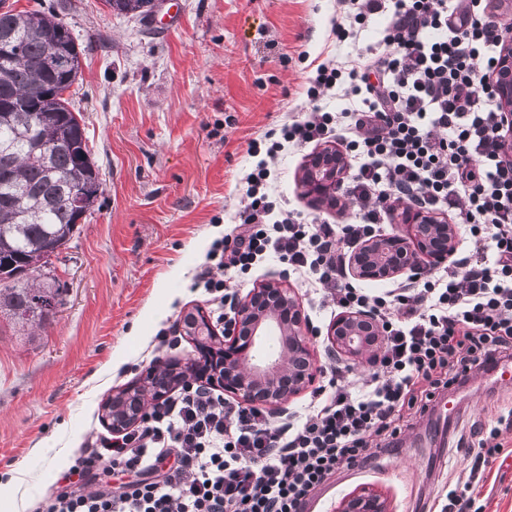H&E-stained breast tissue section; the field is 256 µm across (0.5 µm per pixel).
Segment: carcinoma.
<instances>
[{"label":"carcinoma","mask_w":512,"mask_h":512,"mask_svg":"<svg viewBox=\"0 0 512 512\" xmlns=\"http://www.w3.org/2000/svg\"><path fill=\"white\" fill-rule=\"evenodd\" d=\"M118 17H150L152 0H110ZM13 44L18 59L0 66V103L28 99L36 112L56 120L37 125L27 110L0 107V315L23 328H41L52 309L37 298L57 300L61 289L36 273L50 261L52 245L65 246L77 230L76 180H99L87 150L81 113L64 98L81 75L82 50L52 12L0 11V41ZM73 60L67 70L48 65L52 45Z\"/></svg>","instance_id":"1"}]
</instances>
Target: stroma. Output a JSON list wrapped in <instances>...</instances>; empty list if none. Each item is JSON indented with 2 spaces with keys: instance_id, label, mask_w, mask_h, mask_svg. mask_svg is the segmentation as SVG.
Here are the masks:
<instances>
[{
  "instance_id": "stroma-1",
  "label": "stroma",
  "mask_w": 512,
  "mask_h": 512,
  "mask_svg": "<svg viewBox=\"0 0 512 512\" xmlns=\"http://www.w3.org/2000/svg\"><path fill=\"white\" fill-rule=\"evenodd\" d=\"M166 12L159 7L142 23L116 17L103 0H68L61 14L85 49L70 93L101 185L78 231L42 270L63 285L62 305L33 334L0 318V512H35L105 431L112 394L151 365L196 357L190 337L160 350L154 336L210 307L191 284L211 241L231 231L247 203L249 141L308 108L311 70L364 56L388 23L372 17L357 39L341 42L336 0H179L172 24ZM311 153L279 157L275 191L304 215L353 222L356 205L304 196L301 168ZM223 277L240 300L273 280L290 288L319 328L308 339L312 356L328 365L330 311L313 305L277 260L245 280ZM451 401L446 420L415 418L397 448L330 477L317 491L324 512L365 485L381 491L390 512H430L444 500L470 471L473 429L494 426L499 408L512 406V383L476 371ZM499 440L503 451L478 487L484 512H512V427Z\"/></svg>"
}]
</instances>
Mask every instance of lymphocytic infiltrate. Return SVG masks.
<instances>
[{"label":"lymphocytic infiltrate","mask_w":512,"mask_h":512,"mask_svg":"<svg viewBox=\"0 0 512 512\" xmlns=\"http://www.w3.org/2000/svg\"><path fill=\"white\" fill-rule=\"evenodd\" d=\"M338 2L358 25L390 14L384 49L348 67L319 64L306 94L314 101L334 88L359 105L313 109L251 144L259 160L245 177L244 231L212 241L193 284L224 301L218 271L244 275L276 254L333 311L377 317L384 347L369 378L355 388L350 366L331 368L304 412L280 424L216 389L184 383L136 428L98 436L37 512H305L333 474L368 463L370 437L397 435L396 408L425 413L437 390L512 358V162L490 81L503 45L493 0ZM335 137L346 143L348 192L360 204L349 224L302 216L268 190V161L284 146ZM408 196L453 214L469 249L453 265L378 294L344 281L341 245L379 237ZM504 424L512 425V410L478 438L470 473L442 512H469L478 475L501 451ZM116 475L125 483L112 486Z\"/></svg>","instance_id":"1"}]
</instances>
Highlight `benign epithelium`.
Segmentation results:
<instances>
[{"mask_svg": "<svg viewBox=\"0 0 512 512\" xmlns=\"http://www.w3.org/2000/svg\"><path fill=\"white\" fill-rule=\"evenodd\" d=\"M507 33L498 70L493 74L500 101L502 127H512V20L506 19ZM344 159L333 146L322 148L311 160L301 180L304 194L319 202H336L343 183ZM79 205L92 206L97 183H82L75 188ZM396 232L365 240L346 256L343 270L363 281H382L415 274L448 262L455 253V225L447 224L434 213L405 204ZM186 335L204 340L209 353L220 357L223 373L209 378V385L239 396L250 404L265 405L276 411L292 394L315 383L320 369L315 366L307 335L309 319L290 291L277 281L252 289L248 298L235 301L234 315L225 324L224 339H219L209 316L200 308L183 319ZM286 332L287 349L277 353L260 352L269 333ZM327 339L336 352L372 360L383 345L377 319L365 311L346 313L329 325ZM196 360L180 366L156 364L148 367L133 384L121 389L112 402L138 393L133 415L112 422V430L122 432L136 426L146 408L162 400L175 386L199 373ZM337 512H388L384 495L361 487L346 495Z\"/></svg>", "mask_w": 512, "mask_h": 512, "instance_id": "1", "label": "benign epithelium"}]
</instances>
